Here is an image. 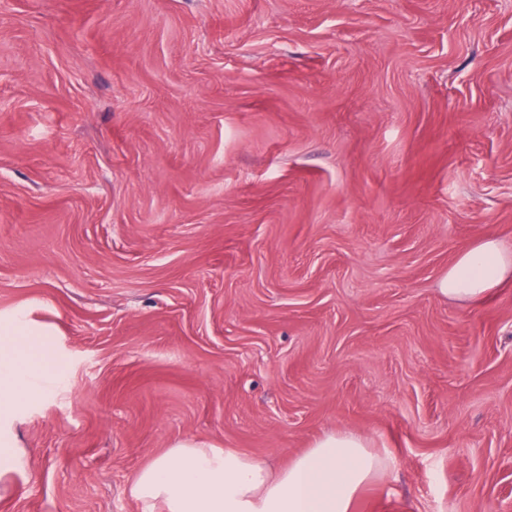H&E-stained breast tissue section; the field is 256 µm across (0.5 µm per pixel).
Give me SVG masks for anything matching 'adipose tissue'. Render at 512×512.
<instances>
[{
    "label": "adipose tissue",
    "instance_id": "obj_1",
    "mask_svg": "<svg viewBox=\"0 0 512 512\" xmlns=\"http://www.w3.org/2000/svg\"><path fill=\"white\" fill-rule=\"evenodd\" d=\"M512 279V252L484 240L463 251L440 280L448 297L476 303ZM36 329L0 320V422L32 394L57 383L51 349ZM390 457L351 432H331L280 468L244 452L182 440L134 478L142 512H351L362 487L387 471Z\"/></svg>",
    "mask_w": 512,
    "mask_h": 512
}]
</instances>
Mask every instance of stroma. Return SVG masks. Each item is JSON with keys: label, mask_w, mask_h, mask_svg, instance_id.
Segmentation results:
<instances>
[{"label": "stroma", "mask_w": 512, "mask_h": 512, "mask_svg": "<svg viewBox=\"0 0 512 512\" xmlns=\"http://www.w3.org/2000/svg\"><path fill=\"white\" fill-rule=\"evenodd\" d=\"M512 0H0V317L63 376L0 512H141L179 440L393 463L353 512H512ZM512 276V252L496 240H484L463 251L440 280L448 297L476 303Z\"/></svg>", "instance_id": "obj_1"}]
</instances>
